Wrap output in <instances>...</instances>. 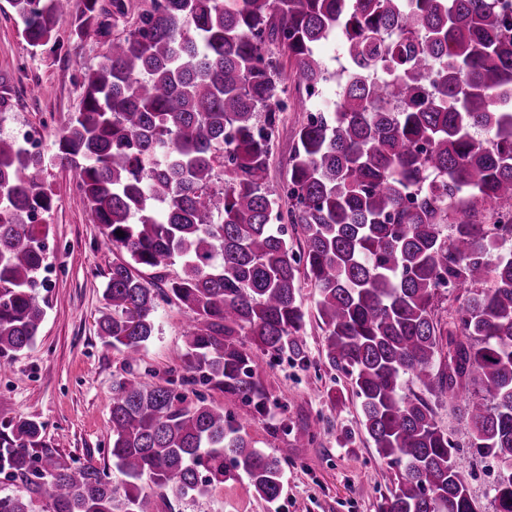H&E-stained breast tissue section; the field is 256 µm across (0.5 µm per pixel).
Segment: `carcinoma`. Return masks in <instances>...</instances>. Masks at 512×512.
Segmentation results:
<instances>
[{
  "mask_svg": "<svg viewBox=\"0 0 512 512\" xmlns=\"http://www.w3.org/2000/svg\"><path fill=\"white\" fill-rule=\"evenodd\" d=\"M9 4L33 49L62 15L78 39L124 15L122 0ZM334 31L347 64L335 107L301 125L288 182L274 186L279 57L309 100L331 77L315 48ZM82 87L55 158L119 252L100 339L139 360L158 299L174 298L189 313L185 374L116 382L118 481L34 454L42 423L18 418L0 433V472L26 488L0 494V512H147L154 497H205L240 473L277 501L281 461L197 387L267 413L256 359L309 361L302 278L322 355L350 378L390 473L377 512H479L434 400L458 403L474 455L504 463L494 512H512V0H149ZM43 163L0 136V355L31 347L45 318ZM451 288L462 302L444 320L435 303ZM410 380L420 392H405Z\"/></svg>",
  "mask_w": 512,
  "mask_h": 512,
  "instance_id": "carcinoma-1",
  "label": "carcinoma"
}]
</instances>
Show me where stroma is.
<instances>
[{"instance_id": "stroma-1", "label": "stroma", "mask_w": 512, "mask_h": 512, "mask_svg": "<svg viewBox=\"0 0 512 512\" xmlns=\"http://www.w3.org/2000/svg\"><path fill=\"white\" fill-rule=\"evenodd\" d=\"M71 31L70 17H61L52 41L30 51L6 0H0V134L17 126L39 131L43 180L56 195L53 209L40 218L48 228L46 317L34 345L0 357V432H7L19 417L34 418L44 424L46 446L77 462L89 460L108 468L113 381L129 374L160 383L170 370L180 369L187 350L188 315L177 301L160 303L155 334L138 364L130 368L97 334L98 318L110 310L104 289L113 254L81 194L73 189L74 170L61 168L55 154L62 126L81 107L85 67L98 63L121 29L92 30L78 41ZM25 53L32 56V69L16 64ZM336 91V82H328L305 106L289 96L273 145L272 183L288 179V160L308 109H329ZM298 299L306 313L303 336L309 364L301 367L285 358L258 362L255 377L273 403L272 417L248 429L256 448L283 463L281 497L267 504L241 475L194 502L167 507L152 500L149 512H377L389 483L375 448L361 431L360 403L349 377L323 362V332L315 319L313 288L302 284ZM435 412L439 426L459 445L453 459L471 495L481 512H493L499 463L466 449L467 431L450 404H437ZM306 427L316 438L297 447L296 435Z\"/></svg>"}]
</instances>
